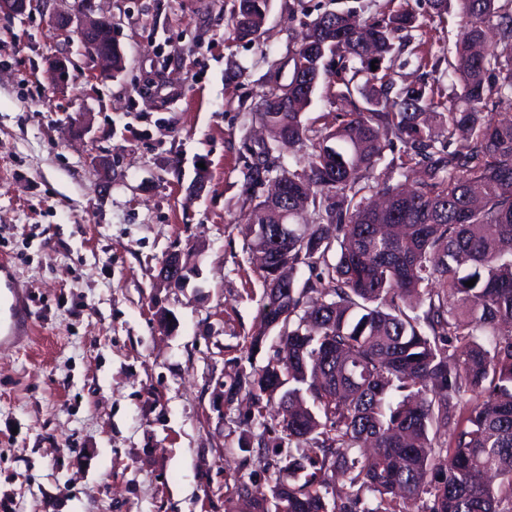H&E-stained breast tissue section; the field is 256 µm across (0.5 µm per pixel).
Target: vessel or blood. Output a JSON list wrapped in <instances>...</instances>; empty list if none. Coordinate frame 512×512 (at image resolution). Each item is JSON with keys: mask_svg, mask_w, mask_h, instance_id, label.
Instances as JSON below:
<instances>
[{"mask_svg": "<svg viewBox=\"0 0 512 512\" xmlns=\"http://www.w3.org/2000/svg\"><path fill=\"white\" fill-rule=\"evenodd\" d=\"M34 321L28 293L11 263L0 261V346H18L32 335Z\"/></svg>", "mask_w": 512, "mask_h": 512, "instance_id": "vessel-or-blood-1", "label": "vessel or blood"}]
</instances>
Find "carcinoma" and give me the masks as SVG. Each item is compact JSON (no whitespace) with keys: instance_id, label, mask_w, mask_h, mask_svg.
Segmentation results:
<instances>
[{"instance_id":"cac0c4a2","label":"carcinoma","mask_w":512,"mask_h":512,"mask_svg":"<svg viewBox=\"0 0 512 512\" xmlns=\"http://www.w3.org/2000/svg\"><path fill=\"white\" fill-rule=\"evenodd\" d=\"M269 2L239 0L240 37L257 33ZM456 2L459 92L447 108L383 65L394 33L418 28L408 10L370 23L349 9L318 15L288 83L262 96L258 118L292 147L326 68L346 87L348 62L366 74L367 106L327 126L302 171H279L265 146L247 166L256 183L279 172L285 195L280 210L254 206L251 248L310 271L278 285L261 273L267 302L250 348L274 323L276 354L238 385L261 418L278 400L274 430L303 453L274 461L270 496L251 512H397L398 496L420 512H512V330L498 328L512 323V119L479 110L492 95L512 104V13L500 0ZM495 17L499 39L477 57ZM396 141L398 169L422 178L408 194L383 186L379 209L368 179ZM309 207L317 222L295 223ZM337 472L350 489L342 502L329 498Z\"/></svg>"}]
</instances>
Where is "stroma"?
Masks as SVG:
<instances>
[{
	"instance_id": "35a3bbf8",
	"label": "stroma",
	"mask_w": 512,
	"mask_h": 512,
	"mask_svg": "<svg viewBox=\"0 0 512 512\" xmlns=\"http://www.w3.org/2000/svg\"><path fill=\"white\" fill-rule=\"evenodd\" d=\"M75 2L0 15V258L35 318L27 348L0 350V501L10 512H248L247 493L274 483L268 459L288 450L264 445L236 389L244 368L274 356L269 341L248 351L265 298L245 227L267 190L248 184L242 157L262 142L298 170L325 125L361 102L322 77L305 142L279 148L256 115L261 97L288 83L320 13L371 20L406 7L421 26L394 38L395 80L452 99L457 5L438 17L426 0H271L242 40L235 0H95L125 56L101 80L77 37L46 22ZM55 56L74 63L62 87L45 73ZM172 250L198 266L187 287L159 279Z\"/></svg>"
}]
</instances>
